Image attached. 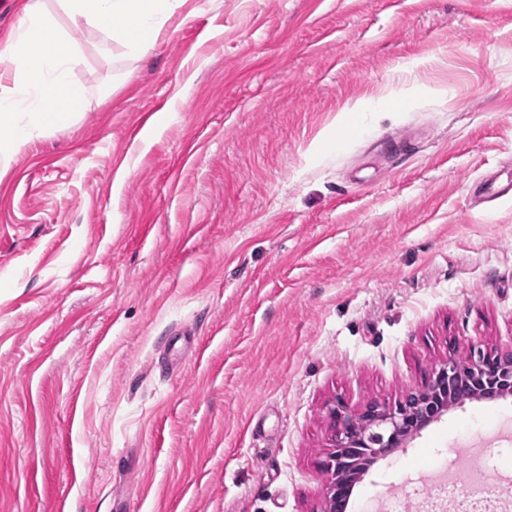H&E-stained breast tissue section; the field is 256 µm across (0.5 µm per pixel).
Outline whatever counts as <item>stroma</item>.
I'll return each instance as SVG.
<instances>
[{
	"label": "stroma",
	"instance_id": "stroma-1",
	"mask_svg": "<svg viewBox=\"0 0 512 512\" xmlns=\"http://www.w3.org/2000/svg\"><path fill=\"white\" fill-rule=\"evenodd\" d=\"M0 172V512H320L325 405L512 350V0H188ZM512 475L451 408L357 512Z\"/></svg>",
	"mask_w": 512,
	"mask_h": 512
}]
</instances>
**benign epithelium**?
Masks as SVG:
<instances>
[{"label": "benign epithelium", "instance_id": "benign-epithelium-1", "mask_svg": "<svg viewBox=\"0 0 512 512\" xmlns=\"http://www.w3.org/2000/svg\"><path fill=\"white\" fill-rule=\"evenodd\" d=\"M468 383L473 399H500L512 395V352L482 354L466 364L448 355L436 365L422 387L394 404L372 402L359 412L351 411L340 398L327 408L331 420L330 449L323 470L328 476L322 512H335L331 502L372 464L394 454L448 410V395Z\"/></svg>", "mask_w": 512, "mask_h": 512}]
</instances>
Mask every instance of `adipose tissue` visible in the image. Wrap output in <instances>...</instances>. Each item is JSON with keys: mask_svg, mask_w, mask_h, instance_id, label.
<instances>
[{"mask_svg": "<svg viewBox=\"0 0 512 512\" xmlns=\"http://www.w3.org/2000/svg\"><path fill=\"white\" fill-rule=\"evenodd\" d=\"M188 0H25L21 18L0 42V164L8 165L24 145L69 113L80 111L86 88L71 81L82 60L80 46L59 25L57 14L101 35L104 50L124 49L139 59L152 49L166 23Z\"/></svg>", "mask_w": 512, "mask_h": 512, "instance_id": "obj_1", "label": "adipose tissue"}]
</instances>
